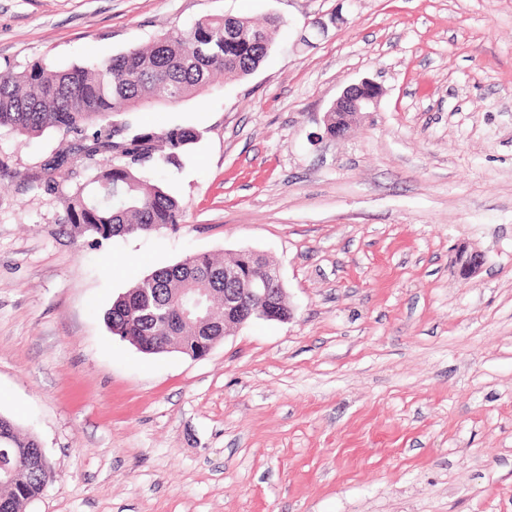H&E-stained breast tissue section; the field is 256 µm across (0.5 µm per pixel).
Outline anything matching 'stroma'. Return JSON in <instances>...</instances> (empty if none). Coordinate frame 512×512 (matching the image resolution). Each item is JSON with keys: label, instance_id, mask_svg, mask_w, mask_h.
Returning a JSON list of instances; mask_svg holds the SVG:
<instances>
[{"label": "stroma", "instance_id": "stroma-1", "mask_svg": "<svg viewBox=\"0 0 512 512\" xmlns=\"http://www.w3.org/2000/svg\"><path fill=\"white\" fill-rule=\"evenodd\" d=\"M208 15L280 25L253 74L132 113L201 132L155 170L180 224L73 236L33 182L60 137L0 130V413L55 472L28 512H512V0H0V64L87 66ZM364 79L376 107L327 136ZM244 249L291 320L199 359L108 329L155 268Z\"/></svg>", "mask_w": 512, "mask_h": 512}]
</instances>
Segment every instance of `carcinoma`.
Masks as SVG:
<instances>
[{"label":"carcinoma","mask_w":512,"mask_h":512,"mask_svg":"<svg viewBox=\"0 0 512 512\" xmlns=\"http://www.w3.org/2000/svg\"><path fill=\"white\" fill-rule=\"evenodd\" d=\"M244 17L205 16L186 30L173 29L150 44L130 48L91 67L51 70L35 63L0 68V128L22 135L57 132L67 146L44 161L41 186L61 196L64 223L77 235L107 240L149 233L180 223L182 207L151 178L161 159L174 160L200 133L191 128H149L110 118L146 103L177 104L217 75L237 80L255 71L268 53L269 27ZM69 186H64V183ZM251 256L229 262L193 255L158 268L119 296L106 313L112 334L148 354L202 356L214 336L224 335V266L244 268ZM186 288H211L216 323L204 329L176 321ZM38 447L16 423L0 418V448L9 476L0 478L6 512H26L53 478L33 465L25 448Z\"/></svg>","instance_id":"1"}]
</instances>
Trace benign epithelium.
I'll list each match as a JSON object with an SVG mask.
<instances>
[{
    "mask_svg": "<svg viewBox=\"0 0 512 512\" xmlns=\"http://www.w3.org/2000/svg\"><path fill=\"white\" fill-rule=\"evenodd\" d=\"M380 88L370 80H363L343 89L333 107L336 111L365 112L377 104ZM484 259L477 253L459 250L455 264L460 275L473 277L481 270ZM262 287L251 288L248 295L227 293L224 295V323L232 321L236 325L247 322L252 316L269 320L288 321L293 316V308L287 300L283 281L278 270L272 266L260 268ZM183 322L196 321L197 324L211 322V316L203 314L201 300L196 299L179 312Z\"/></svg>",
    "mask_w": 512,
    "mask_h": 512,
    "instance_id": "benign-epithelium-1",
    "label": "benign epithelium"
}]
</instances>
